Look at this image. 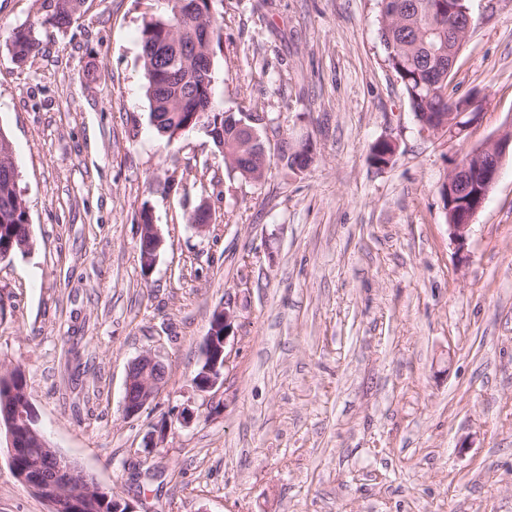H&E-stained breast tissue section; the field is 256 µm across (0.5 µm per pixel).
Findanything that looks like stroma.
Wrapping results in <instances>:
<instances>
[{"mask_svg":"<svg viewBox=\"0 0 512 512\" xmlns=\"http://www.w3.org/2000/svg\"><path fill=\"white\" fill-rule=\"evenodd\" d=\"M451 72L480 119L422 131L379 36L378 0H214L216 110L277 122L260 182L205 131L149 120L139 31L164 0H0V133L33 249L0 261V367L22 365L38 427L138 512H512V154L465 244L438 188L512 130V0H468ZM33 26L25 64L10 36ZM392 162L369 161L379 139ZM316 156L291 171L282 140ZM211 224L198 233L200 203ZM165 245L141 267L140 213ZM235 315L222 385L193 377L215 309ZM159 398L122 411L144 352ZM189 408L157 447L162 417ZM0 512H48L0 451ZM44 2L47 4L44 23L57 29H63L71 25L83 1L45 0Z\"/></svg>","mask_w":512,"mask_h":512,"instance_id":"35a3bbf8","label":"stroma"}]
</instances>
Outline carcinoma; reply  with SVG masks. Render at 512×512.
<instances>
[{
  "instance_id": "cac0c4a2",
  "label": "carcinoma",
  "mask_w": 512,
  "mask_h": 512,
  "mask_svg": "<svg viewBox=\"0 0 512 512\" xmlns=\"http://www.w3.org/2000/svg\"><path fill=\"white\" fill-rule=\"evenodd\" d=\"M163 12L144 18L140 30L145 94L150 121L157 134L171 143L185 125L211 128L214 147L238 140L244 131L236 128L225 113L213 108V86L198 81L193 71L202 63L212 64L221 51L224 17L212 12L211 0H165ZM44 23L63 29L71 25L82 0H45ZM379 33L387 51L388 63L407 95L414 113L427 112L441 117L452 111L451 102H462L448 91L449 56L459 53L466 35L455 26L453 16L468 7V0H378ZM189 49L185 64L167 66L165 48L173 37ZM40 40L30 27L13 32L11 51L24 63L39 51ZM260 167H268L250 152H242L225 168L244 178ZM27 205L15 183L0 179V256L28 252L33 244L31 225L26 223ZM27 392L25 374L17 365L0 378V418L12 414ZM32 466L51 469L49 455L35 451L19 460L22 469ZM63 512H112V500L103 497L76 499L72 510Z\"/></svg>"
}]
</instances>
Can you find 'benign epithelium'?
Here are the masks:
<instances>
[{"label": "benign epithelium", "instance_id": "obj_1", "mask_svg": "<svg viewBox=\"0 0 512 512\" xmlns=\"http://www.w3.org/2000/svg\"><path fill=\"white\" fill-rule=\"evenodd\" d=\"M478 112H454L448 115V120L438 124H427L423 130L443 132L452 137H458L479 120ZM483 161L477 167L470 166V158L461 159L448 172V207L460 206L458 214L462 216L458 224L448 225L451 238L462 244L475 215L482 209L490 190L495 184L500 166L506 154L512 150V131L509 135L499 134L487 139L482 145ZM146 228L154 237L153 249L142 258L145 269H151L156 262L162 246V238L155 224ZM221 323L224 327L221 335L211 331L205 338L201 349V374L205 382L198 386L202 392L216 387L221 379V367L226 365L225 346L230 333L233 331L234 314L229 308L219 310ZM167 380V366L155 354L145 352L134 359L128 366L125 378L123 412L126 417L138 415L147 404L153 402L161 393ZM38 416L29 405L22 411L9 418L5 425H0V432L6 433L8 439V455L10 463L29 450L30 439L35 438L42 443V449L48 451L52 460V476L46 477L33 470L14 471L16 478L30 491L44 496L50 506V512H58L63 493L71 488L98 494L107 493V488L100 485L95 477L77 464L61 455L50 445L49 440L35 428Z\"/></svg>", "mask_w": 512, "mask_h": 512}]
</instances>
